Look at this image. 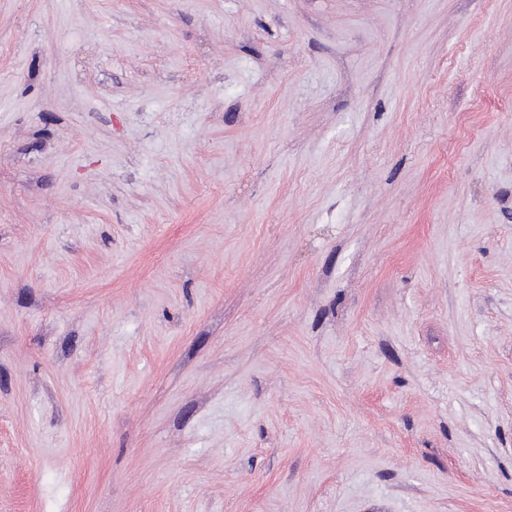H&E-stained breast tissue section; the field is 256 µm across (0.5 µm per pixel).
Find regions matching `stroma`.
I'll return each instance as SVG.
<instances>
[{"label": "stroma", "mask_w": 512, "mask_h": 512, "mask_svg": "<svg viewBox=\"0 0 512 512\" xmlns=\"http://www.w3.org/2000/svg\"><path fill=\"white\" fill-rule=\"evenodd\" d=\"M0 512H512V0H0Z\"/></svg>", "instance_id": "1"}]
</instances>
